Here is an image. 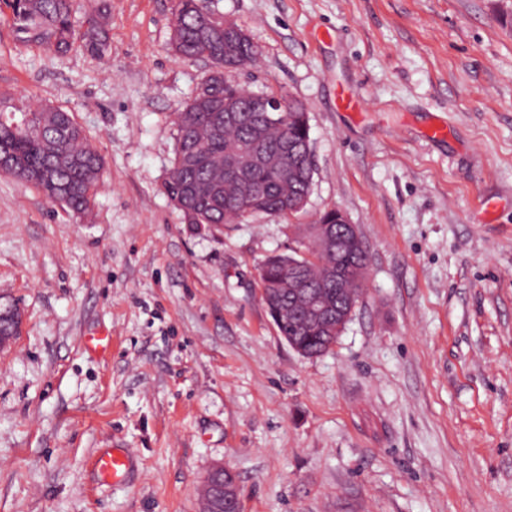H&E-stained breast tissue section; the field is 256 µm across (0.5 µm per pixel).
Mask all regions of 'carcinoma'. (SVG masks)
Returning a JSON list of instances; mask_svg holds the SVG:
<instances>
[{
	"instance_id": "obj_1",
	"label": "carcinoma",
	"mask_w": 512,
	"mask_h": 512,
	"mask_svg": "<svg viewBox=\"0 0 512 512\" xmlns=\"http://www.w3.org/2000/svg\"><path fill=\"white\" fill-rule=\"evenodd\" d=\"M9 10L20 40L65 54L79 46L102 55L109 46V0H0V14ZM83 11V26L74 19ZM214 11L208 0H174L171 47L185 61H204L208 70L195 91L175 112L176 147L172 169L163 182V193L179 203L183 223L195 229L238 224L259 215L290 217L287 208L291 194L307 195L313 177L310 127L303 123L300 103L288 102V126L264 120L260 112H242L231 118L223 112L224 97L242 90L232 78H224L221 45L207 35L204 22ZM197 117L193 125L180 121L181 113ZM246 144L276 154L288 153V180L276 171L252 166L244 177L224 174V157ZM194 148L209 157L205 164L182 163L179 157ZM12 153L19 166L6 175L29 184L47 197L55 198L70 212L82 215L93 206L97 182L104 160L90 142L73 113L58 107L38 105L15 115L0 113V150ZM221 178L224 206L217 207L200 188ZM258 193L246 196L243 182ZM367 271V255L354 252H328L318 240L303 236L288 253L268 256L259 268L261 298L278 312L276 326L288 345L308 357L330 350L337 337L302 315L309 294L320 282L340 275L341 288L332 304L348 309L359 302Z\"/></svg>"
}]
</instances>
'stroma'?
<instances>
[{
	"label": "stroma",
	"instance_id": "35a3bbf8",
	"mask_svg": "<svg viewBox=\"0 0 512 512\" xmlns=\"http://www.w3.org/2000/svg\"><path fill=\"white\" fill-rule=\"evenodd\" d=\"M172 6L111 0L100 56L0 16V112L62 107L104 159L84 215L0 175V512H200L217 464L243 512H512V0H212L260 52L236 80L305 105L314 173L297 216L198 231L162 191L207 70ZM331 209L367 278L305 358L258 268ZM102 448L129 481H97ZM134 459L127 450L104 449L99 451L93 460V469L99 481H123L129 477Z\"/></svg>",
	"mask_w": 512,
	"mask_h": 512
}]
</instances>
